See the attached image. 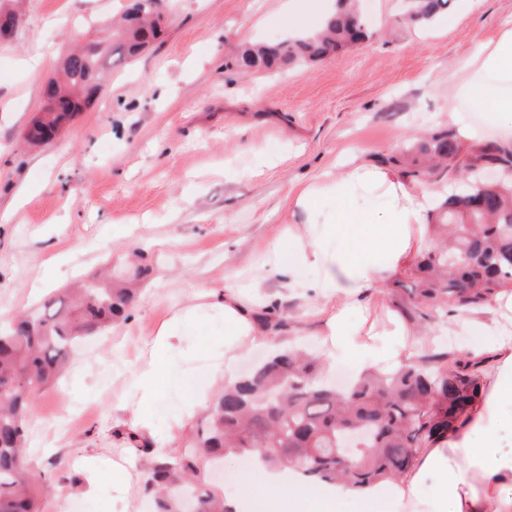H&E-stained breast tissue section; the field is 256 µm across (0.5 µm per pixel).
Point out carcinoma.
Returning <instances> with one entry per match:
<instances>
[{"instance_id": "cac0c4a2", "label": "carcinoma", "mask_w": 512, "mask_h": 512, "mask_svg": "<svg viewBox=\"0 0 512 512\" xmlns=\"http://www.w3.org/2000/svg\"><path fill=\"white\" fill-rule=\"evenodd\" d=\"M449 0H414L405 22L431 23ZM155 0H136L121 31L96 40L98 51L63 57L61 77L45 85L52 108L27 127L33 144L52 141L63 125L100 95L102 73L115 56L135 58L158 35L149 21ZM368 38L353 0H338L325 30L305 38L247 47L235 66L266 71L321 60L343 42ZM409 176L429 181L441 165L465 174L462 189L437 210L432 245L407 272L412 288L403 302L409 321L429 325L458 311L481 309L512 292V145L488 142L466 149L448 133L410 139ZM147 274L140 263L114 278L91 280L0 328V512H39L40 477L25 455L32 400L70 363L73 345L128 318ZM278 331L276 304L258 313ZM488 359L427 346L394 371H371L346 388L325 380L319 355L296 349L256 364L236 384L218 392L205 425L177 454L151 464L142 493L152 512H224L201 465L224 452L273 454V466L295 467L327 481L353 486L400 476L416 452L455 433L483 396ZM353 456L351 465L344 454Z\"/></svg>"}]
</instances>
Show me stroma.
<instances>
[{
	"instance_id": "obj_1",
	"label": "stroma",
	"mask_w": 512,
	"mask_h": 512,
	"mask_svg": "<svg viewBox=\"0 0 512 512\" xmlns=\"http://www.w3.org/2000/svg\"><path fill=\"white\" fill-rule=\"evenodd\" d=\"M132 0H13L16 31L0 42V322L76 280L144 252L153 274L127 321L78 344L69 369L30 407V458L51 491L42 512H145L104 481L81 494L78 461L113 464L141 483L150 460L125 448L112 407L174 313L232 285L251 294L270 246L303 214L291 199L349 159L377 163L422 133L476 130L472 145L512 131L457 89L480 45L512 26V0H450L449 27L401 24L406 0H360L372 39L321 61L243 73L247 43L283 39L284 0H166L161 40L105 72L100 98L49 144L23 132L69 49L110 28ZM39 193L30 196L26 185ZM285 311L275 343L316 349V304L273 275Z\"/></svg>"
}]
</instances>
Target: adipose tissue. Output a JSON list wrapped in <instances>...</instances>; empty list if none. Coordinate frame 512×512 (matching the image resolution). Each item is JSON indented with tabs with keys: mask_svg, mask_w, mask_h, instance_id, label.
<instances>
[{
	"mask_svg": "<svg viewBox=\"0 0 512 512\" xmlns=\"http://www.w3.org/2000/svg\"><path fill=\"white\" fill-rule=\"evenodd\" d=\"M470 81L460 91L490 122L512 127V27L472 58ZM304 223L288 228L271 248L272 271L283 283L302 280L319 302V346L327 364L352 374L383 370L416 355L423 341L400 313L384 326L370 322V301L394 276L407 271L429 244L427 226L437 207L433 188L407 184L397 170L351 163L301 186L292 198ZM316 275L304 279L306 270ZM265 274L254 278V294L234 288L214 295L222 319V372L189 368L185 337L200 325L198 309L175 315L156 338L149 362L135 375L132 396L116 409V425L136 432L148 453L172 454V435L185 428L214 397L216 378L235 381L240 354L271 338L255 310L265 299ZM471 352L490 356L486 392L455 434L419 450L400 477L362 488L329 483L290 469L255 461L231 512H512V451L500 431L512 423V332L493 317L469 321Z\"/></svg>",
	"mask_w": 512,
	"mask_h": 512,
	"instance_id": "obj_1",
	"label": "adipose tissue"
}]
</instances>
